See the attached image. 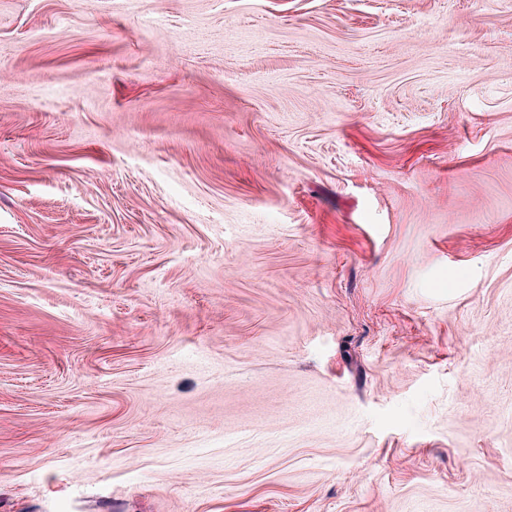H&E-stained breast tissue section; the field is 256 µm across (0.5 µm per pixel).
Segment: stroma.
<instances>
[{
    "mask_svg": "<svg viewBox=\"0 0 512 512\" xmlns=\"http://www.w3.org/2000/svg\"><path fill=\"white\" fill-rule=\"evenodd\" d=\"M0 512H512V0H0Z\"/></svg>",
    "mask_w": 512,
    "mask_h": 512,
    "instance_id": "35a3bbf8",
    "label": "stroma"
}]
</instances>
